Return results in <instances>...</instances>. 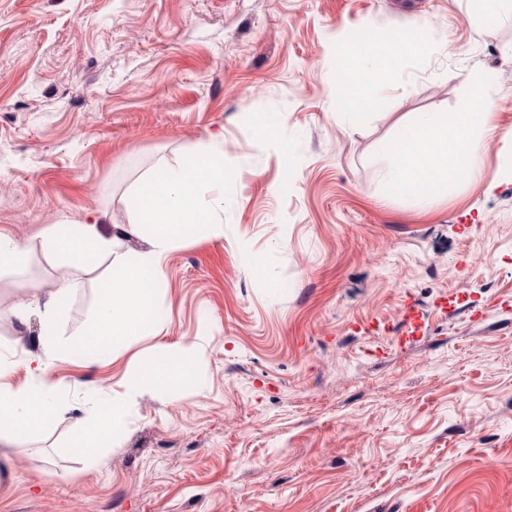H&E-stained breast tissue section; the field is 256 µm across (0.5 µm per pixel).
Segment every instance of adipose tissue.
Returning a JSON list of instances; mask_svg holds the SVG:
<instances>
[{"label":"adipose tissue","mask_w":512,"mask_h":512,"mask_svg":"<svg viewBox=\"0 0 512 512\" xmlns=\"http://www.w3.org/2000/svg\"><path fill=\"white\" fill-rule=\"evenodd\" d=\"M428 48L416 33L395 30L384 41L372 34H361L358 41L344 46L336 55V75L345 85V93L335 104L339 121L356 125L369 108L379 107L382 92L392 85L397 70L386 58L422 56ZM479 90L457 112H423L411 124L402 126L386 148L388 163L381 180L383 199L402 197L440 198L447 196L457 175L474 180L482 171L481 141L493 131L495 115L491 110L494 90L487 78H479ZM68 287L59 288L42 306L21 302L10 308L11 317L24 320L38 313L43 335L65 333L64 307ZM50 364L35 358L32 380L13 387L8 377L11 366L0 356V440L43 433L60 417L55 400L56 388L49 380ZM195 366L190 356H161L145 363L134 375L131 386L151 384L173 393L191 382ZM126 411L114 402L103 404L83 428L75 445L88 457L98 458L102 448L111 446L125 423Z\"/></svg>","instance_id":"adipose-tissue-1"}]
</instances>
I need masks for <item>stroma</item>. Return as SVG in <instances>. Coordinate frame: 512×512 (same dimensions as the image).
Instances as JSON below:
<instances>
[{
  "instance_id": "stroma-1",
  "label": "stroma",
  "mask_w": 512,
  "mask_h": 512,
  "mask_svg": "<svg viewBox=\"0 0 512 512\" xmlns=\"http://www.w3.org/2000/svg\"><path fill=\"white\" fill-rule=\"evenodd\" d=\"M471 11L0 0V233L27 252L0 272V308L68 285L66 330H83L108 262L48 261L43 229L95 217L136 255L144 177L204 145L235 167L221 235L161 259L158 335L101 359L53 352L37 317L0 318L12 384L27 353L49 354L62 412L0 443V512H512V21ZM401 29L428 54L402 58L381 110L338 125L336 43ZM475 75L498 90L482 180L381 200L384 146L418 113L458 111ZM408 305L419 329L401 345ZM186 353L195 383L129 387L153 356ZM113 401L125 427L94 466L71 443Z\"/></svg>"
}]
</instances>
